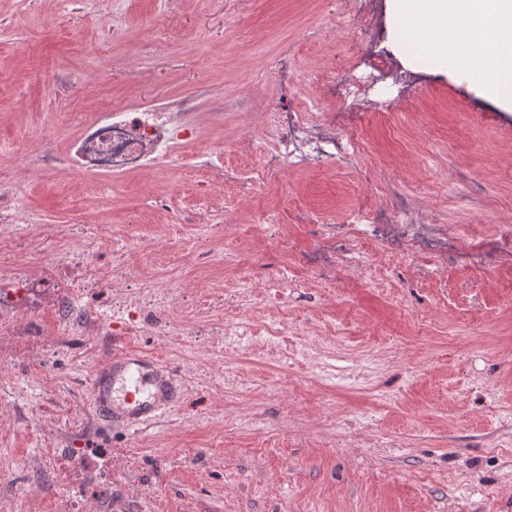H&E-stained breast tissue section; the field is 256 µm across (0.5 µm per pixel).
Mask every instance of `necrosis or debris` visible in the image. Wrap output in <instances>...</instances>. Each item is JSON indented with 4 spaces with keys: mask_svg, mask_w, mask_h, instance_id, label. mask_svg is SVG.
I'll use <instances>...</instances> for the list:
<instances>
[{
    "mask_svg": "<svg viewBox=\"0 0 512 512\" xmlns=\"http://www.w3.org/2000/svg\"><path fill=\"white\" fill-rule=\"evenodd\" d=\"M348 4L344 23L362 48L361 62L303 77L295 57L267 56L257 81L268 91L271 105L251 116L235 140L218 146L210 138L211 130H223L228 107L226 100L213 99L211 91L159 100L132 97L105 111L78 116L75 132L66 139L49 130L42 132L39 165L48 170L64 167L85 177L105 176L117 185L132 175H173L188 158L200 168L216 169L225 154L248 149L258 154V164L243 176L235 168H225L218 179L241 186L253 197L291 169L326 164L349 168L360 151L359 118L368 112L394 111L414 94L424 76L402 70L388 48L382 0H348ZM308 82L322 88L324 97L337 99L341 111H322L316 100L302 109L289 99V88L300 89ZM318 235L321 248L305 253L302 262L320 284L345 267L367 285L391 283L398 270L376 264L369 255L373 249L400 259L427 258L440 266L460 255L485 267L512 263L511 225H501L496 237L487 238L472 224L425 218L417 201L396 189L382 203L360 204L340 223L319 225ZM147 247L136 227H129L122 241L112 246V276L135 288L129 306L161 313L168 307L163 290L150 276L129 275L123 263L126 252ZM224 258L240 269L232 288L224 293V320L216 324L215 334L223 337L228 352L266 340L273 362L286 365L300 352L288 325V291L303 287V280L284 261L256 274L231 246L225 247ZM92 269V260L62 258L33 272L0 278V289H10V302L23 308L31 288H63L73 295L98 287Z\"/></svg>",
    "mask_w": 512,
    "mask_h": 512,
    "instance_id": "4bbe7bcc",
    "label": "necrosis or debris"
}]
</instances>
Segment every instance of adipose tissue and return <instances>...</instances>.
Returning <instances> with one entry per match:
<instances>
[{
	"label": "adipose tissue",
	"mask_w": 512,
	"mask_h": 512,
	"mask_svg": "<svg viewBox=\"0 0 512 512\" xmlns=\"http://www.w3.org/2000/svg\"><path fill=\"white\" fill-rule=\"evenodd\" d=\"M389 16L402 63L472 77L512 110V0H390Z\"/></svg>",
	"instance_id": "adipose-tissue-1"
}]
</instances>
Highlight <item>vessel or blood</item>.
Wrapping results in <instances>:
<instances>
[{
	"instance_id": "obj_1",
	"label": "vessel or blood",
	"mask_w": 512,
	"mask_h": 512,
	"mask_svg": "<svg viewBox=\"0 0 512 512\" xmlns=\"http://www.w3.org/2000/svg\"><path fill=\"white\" fill-rule=\"evenodd\" d=\"M95 412L113 428L136 430L154 423L177 402L179 388L174 374L152 360L116 352L94 367L89 377ZM139 500L129 497H95L87 512H141Z\"/></svg>"
}]
</instances>
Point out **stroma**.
<instances>
[{
    "instance_id": "stroma-1",
    "label": "stroma",
    "mask_w": 512,
    "mask_h": 512,
    "mask_svg": "<svg viewBox=\"0 0 512 512\" xmlns=\"http://www.w3.org/2000/svg\"><path fill=\"white\" fill-rule=\"evenodd\" d=\"M0 0V170L13 168L28 224H0V266L66 252L112 262V240L138 222L152 184L132 178L113 190L43 170L17 153L22 134L60 125L70 101L57 83L72 74L84 111L131 96L194 92L203 84L234 95L251 86L270 51L299 49L305 72L359 60L338 0ZM155 43L129 65L132 45ZM466 82L431 75L402 117L366 113L362 154L347 171L291 170L262 204L296 249L316 246L304 209L328 222L395 186L448 223L512 225V111H484ZM115 202L103 223L77 224L81 211ZM250 204L227 224L247 228L257 265L280 259ZM170 235L165 222L140 224L145 251L134 270L171 268L167 312L114 336L112 299L127 289L93 288L59 306L57 289L39 308L0 310V512H85L89 498L125 493L142 512H512V264L484 270L451 263L371 288L352 273L332 288H293L290 325L306 355L283 369L265 345L225 353L220 336H171L179 320L206 328L224 315V239L207 247L205 268L185 258L202 224ZM171 366L176 408L138 433L113 430L91 402L89 374L114 345Z\"/></svg>"
}]
</instances>
